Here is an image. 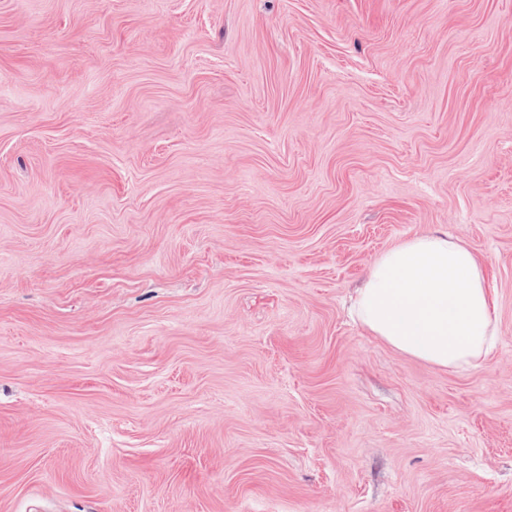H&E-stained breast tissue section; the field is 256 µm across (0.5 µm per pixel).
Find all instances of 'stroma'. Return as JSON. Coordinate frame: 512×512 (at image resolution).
I'll list each match as a JSON object with an SVG mask.
<instances>
[{"mask_svg":"<svg viewBox=\"0 0 512 512\" xmlns=\"http://www.w3.org/2000/svg\"><path fill=\"white\" fill-rule=\"evenodd\" d=\"M432 230L480 365L349 315ZM0 512H512V0H0Z\"/></svg>","mask_w":512,"mask_h":512,"instance_id":"stroma-1","label":"stroma"}]
</instances>
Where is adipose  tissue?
I'll return each instance as SVG.
<instances>
[{"instance_id":"adipose-tissue-1","label":"adipose tissue","mask_w":512,"mask_h":512,"mask_svg":"<svg viewBox=\"0 0 512 512\" xmlns=\"http://www.w3.org/2000/svg\"><path fill=\"white\" fill-rule=\"evenodd\" d=\"M494 309L483 261L445 232L416 235L382 252L352 302L353 315L373 336L447 370L492 352Z\"/></svg>"}]
</instances>
